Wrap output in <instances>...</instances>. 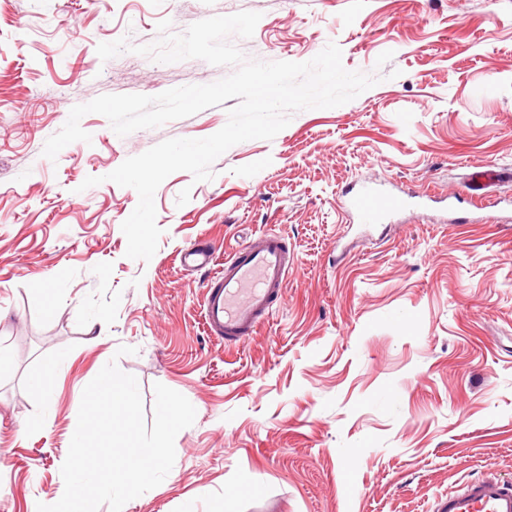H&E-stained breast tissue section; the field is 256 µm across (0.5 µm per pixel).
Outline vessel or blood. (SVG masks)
I'll list each match as a JSON object with an SVG mask.
<instances>
[{
    "label": "vessel or blood",
    "instance_id": "b4317fda",
    "mask_svg": "<svg viewBox=\"0 0 512 512\" xmlns=\"http://www.w3.org/2000/svg\"><path fill=\"white\" fill-rule=\"evenodd\" d=\"M404 205L400 195L375 184L363 185L348 200L363 224L380 223ZM288 270V248L279 233L252 236L206 284L203 318L208 334L228 344L252 336L282 298ZM436 512H512V481L487 478L453 488L437 503Z\"/></svg>",
    "mask_w": 512,
    "mask_h": 512
}]
</instances>
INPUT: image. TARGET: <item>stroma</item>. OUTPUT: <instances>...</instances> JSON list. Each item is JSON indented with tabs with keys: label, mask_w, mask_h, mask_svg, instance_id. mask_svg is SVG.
Here are the masks:
<instances>
[{
	"label": "stroma",
	"mask_w": 512,
	"mask_h": 512,
	"mask_svg": "<svg viewBox=\"0 0 512 512\" xmlns=\"http://www.w3.org/2000/svg\"><path fill=\"white\" fill-rule=\"evenodd\" d=\"M260 13L246 59L305 62L337 43L380 82L234 145L210 181L155 193L156 253L126 257L136 191L107 181L171 138H204L226 106L43 156L70 109L102 94L207 84L228 66L96 47L155 42L170 20ZM494 169L491 196L468 174ZM100 185L82 189L86 177ZM367 181L409 193L386 223L344 203ZM282 234L284 296L250 339L207 335L205 271L251 234ZM134 347L117 356L120 346ZM195 407L175 463L126 512H434L455 483L512 476V0H0V512L63 495L84 387L108 361ZM52 392L45 404L44 392Z\"/></svg>",
	"instance_id": "35a3bbf8"
}]
</instances>
